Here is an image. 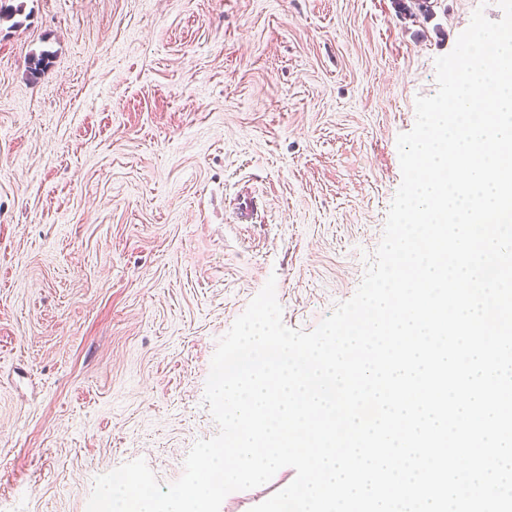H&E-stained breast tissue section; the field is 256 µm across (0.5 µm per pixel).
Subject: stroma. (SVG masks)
I'll list each match as a JSON object with an SVG mask.
<instances>
[{
	"label": "stroma",
	"instance_id": "stroma-1",
	"mask_svg": "<svg viewBox=\"0 0 512 512\" xmlns=\"http://www.w3.org/2000/svg\"><path fill=\"white\" fill-rule=\"evenodd\" d=\"M6 2L23 10L0 21V512H86L97 476L141 459L168 485L217 434L211 359L268 278L291 329L354 295L436 58L476 9L502 10ZM245 189L252 224L234 220Z\"/></svg>",
	"mask_w": 512,
	"mask_h": 512
}]
</instances>
